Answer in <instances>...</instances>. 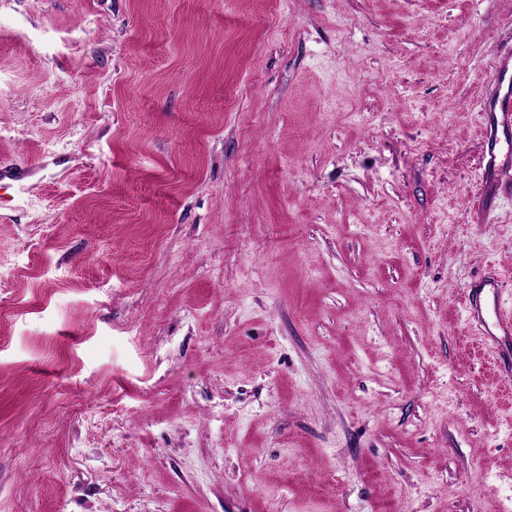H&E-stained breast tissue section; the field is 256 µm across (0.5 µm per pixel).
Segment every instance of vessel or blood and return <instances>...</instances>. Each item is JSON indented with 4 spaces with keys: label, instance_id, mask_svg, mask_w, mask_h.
<instances>
[{
    "label": "vessel or blood",
    "instance_id": "b4317fda",
    "mask_svg": "<svg viewBox=\"0 0 512 512\" xmlns=\"http://www.w3.org/2000/svg\"><path fill=\"white\" fill-rule=\"evenodd\" d=\"M512 135V92L497 94L486 109L485 124L480 132L484 141L485 178L499 182L501 169L496 163V149L503 138ZM504 280L501 274L489 273L471 283L465 291L466 323L480 336L494 356H505V370H512V354H506V340L512 339V311L502 304Z\"/></svg>",
    "mask_w": 512,
    "mask_h": 512
}]
</instances>
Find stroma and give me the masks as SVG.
Here are the masks:
<instances>
[{
	"mask_svg": "<svg viewBox=\"0 0 512 512\" xmlns=\"http://www.w3.org/2000/svg\"><path fill=\"white\" fill-rule=\"evenodd\" d=\"M511 50L512 0H0V512H512ZM486 119L483 128L481 129L480 136L484 139V152L482 165L484 168V186L482 198L480 199L479 207L486 209L487 192L486 188L489 181L496 184L500 180L502 170L496 164V149L504 138L507 146L506 154L511 151V142L508 139L509 134H512V92L506 91L501 94L499 89L494 100L489 103L485 109ZM503 287L502 274L482 276L465 290L464 311L470 331L482 338L497 360L500 356L504 369L511 373L512 354L507 350L506 362L504 345L512 338V311L507 312L502 304Z\"/></svg>",
	"mask_w": 512,
	"mask_h": 512,
	"instance_id": "obj_1",
	"label": "stroma"
}]
</instances>
